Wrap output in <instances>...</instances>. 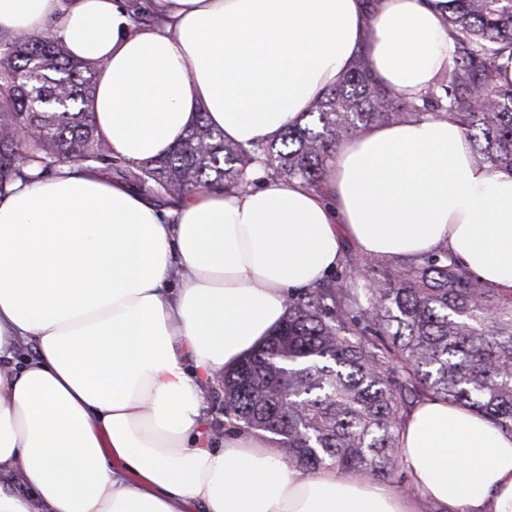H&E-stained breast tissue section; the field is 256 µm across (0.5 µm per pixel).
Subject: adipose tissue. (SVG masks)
<instances>
[{
  "label": "adipose tissue",
  "instance_id": "adipose-tissue-1",
  "mask_svg": "<svg viewBox=\"0 0 512 512\" xmlns=\"http://www.w3.org/2000/svg\"><path fill=\"white\" fill-rule=\"evenodd\" d=\"M0 0V35L51 33L96 64L113 156L169 153L198 114L272 140L358 55L417 97L451 64L453 0ZM326 191L254 172L161 209L62 165L0 197V512H512V434L427 398L400 433L408 485L288 467L278 436L214 443L208 383L271 336L288 296L351 239L362 257L445 249L512 292V174L450 118L374 124L332 152ZM33 357H22L26 346Z\"/></svg>",
  "mask_w": 512,
  "mask_h": 512
}]
</instances>
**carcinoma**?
I'll list each match as a JSON object with an SVG mask.
<instances>
[{
  "instance_id": "cac0c4a2",
  "label": "carcinoma",
  "mask_w": 512,
  "mask_h": 512,
  "mask_svg": "<svg viewBox=\"0 0 512 512\" xmlns=\"http://www.w3.org/2000/svg\"><path fill=\"white\" fill-rule=\"evenodd\" d=\"M448 33L457 56L422 102L385 87L361 57L279 138L246 148L204 113L168 155L138 164L112 156L88 102L97 66L50 33L0 38V195L36 162L44 173L80 164L166 204L202 188L244 191L260 168L319 190L330 154L373 124L450 116L477 163L512 172V83L498 81L512 53V0H456ZM132 30L156 24L131 6ZM218 430L282 437L288 465L357 471L403 488L400 431L420 400L440 397L512 433V293L464 270L448 251L362 269L347 254L326 282L288 297L283 323L221 375Z\"/></svg>"
}]
</instances>
